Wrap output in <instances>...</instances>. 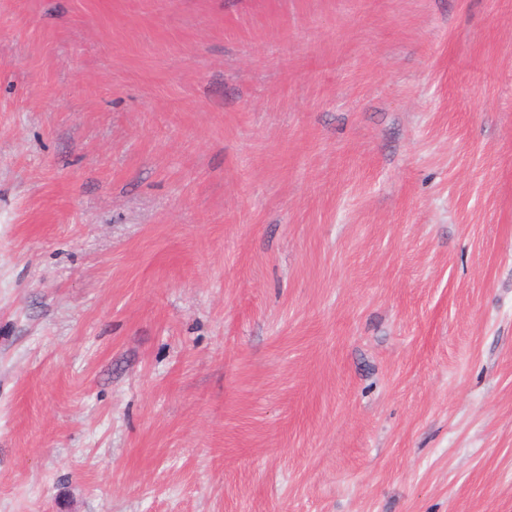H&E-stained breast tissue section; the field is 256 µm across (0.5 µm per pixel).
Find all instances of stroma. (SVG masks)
Segmentation results:
<instances>
[{
  "label": "stroma",
  "instance_id": "stroma-1",
  "mask_svg": "<svg viewBox=\"0 0 512 512\" xmlns=\"http://www.w3.org/2000/svg\"><path fill=\"white\" fill-rule=\"evenodd\" d=\"M0 512H512V0H0Z\"/></svg>",
  "mask_w": 512,
  "mask_h": 512
}]
</instances>
